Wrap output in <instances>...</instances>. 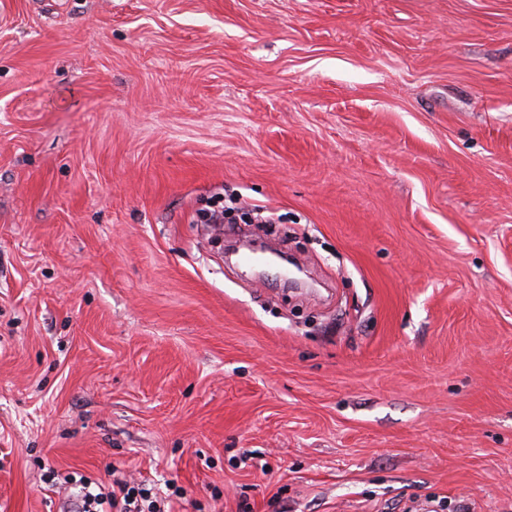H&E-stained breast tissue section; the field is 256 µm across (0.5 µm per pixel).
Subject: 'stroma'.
I'll use <instances>...</instances> for the list:
<instances>
[{
	"mask_svg": "<svg viewBox=\"0 0 512 512\" xmlns=\"http://www.w3.org/2000/svg\"><path fill=\"white\" fill-rule=\"evenodd\" d=\"M52 472L512 512V0H0V512ZM224 201L220 211H203L201 210L198 218L200 224H237L241 221L244 224L261 223V224H279L281 216L274 212L265 210L260 206H254L247 209L240 196L236 193L224 194Z\"/></svg>",
	"mask_w": 512,
	"mask_h": 512,
	"instance_id": "35a3bbf8",
	"label": "stroma"
}]
</instances>
